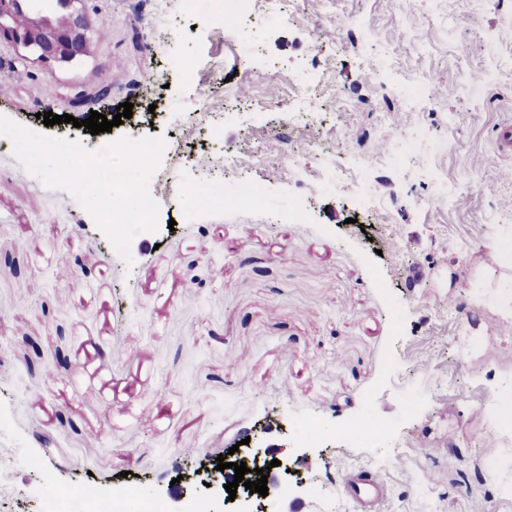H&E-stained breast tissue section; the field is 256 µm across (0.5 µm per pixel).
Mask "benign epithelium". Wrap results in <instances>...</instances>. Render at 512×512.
Instances as JSON below:
<instances>
[{
  "instance_id": "obj_1",
  "label": "benign epithelium",
  "mask_w": 512,
  "mask_h": 512,
  "mask_svg": "<svg viewBox=\"0 0 512 512\" xmlns=\"http://www.w3.org/2000/svg\"><path fill=\"white\" fill-rule=\"evenodd\" d=\"M27 0H0V38L6 37L32 47L40 57L57 63H70L88 53L92 24L86 13L75 7L82 0H42L41 10L30 16L29 24L23 29L13 26L15 13L24 11ZM68 11L69 22L64 28L54 23L55 7ZM267 475L268 496L242 499L241 509L249 512L253 500L263 502L261 512H281L279 503L283 494L280 467L263 471Z\"/></svg>"
}]
</instances>
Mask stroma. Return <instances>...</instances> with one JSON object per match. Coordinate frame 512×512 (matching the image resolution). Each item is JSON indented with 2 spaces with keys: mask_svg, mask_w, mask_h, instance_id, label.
Wrapping results in <instances>:
<instances>
[{
  "mask_svg": "<svg viewBox=\"0 0 512 512\" xmlns=\"http://www.w3.org/2000/svg\"><path fill=\"white\" fill-rule=\"evenodd\" d=\"M192 2L84 0L106 33L65 66L0 39V115L95 151L102 135L40 115L89 118L106 87L111 106L133 105L113 136L165 142L150 178L159 228L134 236L126 260L0 136V512H44L48 477L107 494L125 483L173 512L172 479L206 493L209 460L235 446L260 466L270 445L293 460L298 512H327L336 482L360 468L388 482L381 512H470L476 498L512 512V495L499 492L512 486V438L486 435L488 408L512 392V223L486 204L512 201L502 177L512 155L495 144L512 124V94L493 99L473 81H512V40L486 43L512 30V13L497 0H337L340 16L364 17L388 48L379 75L369 45L315 52L321 0H286L281 26L222 37L190 14ZM317 57L321 109L300 135L340 148L334 188L321 153L298 148L285 166L279 138L293 119L278 91ZM253 66L265 81L252 82ZM416 74L431 96L406 112L398 87ZM245 88L262 115L225 112ZM345 96L356 110H340ZM389 106L401 125L446 142L436 163L456 190L449 205L429 206L431 186L409 161L364 171L384 210L349 203L352 158L370 151ZM201 152L210 166L196 164ZM200 182L250 185L261 200L200 206L190 192ZM299 207L302 224L290 218ZM492 249L502 261L490 267ZM36 352L64 356L69 370L43 380L28 364ZM364 418L389 424L387 436L303 450L294 434L304 420L340 433Z\"/></svg>",
  "mask_w": 512,
  "mask_h": 512,
  "instance_id": "35a3bbf8",
  "label": "stroma"
}]
</instances>
